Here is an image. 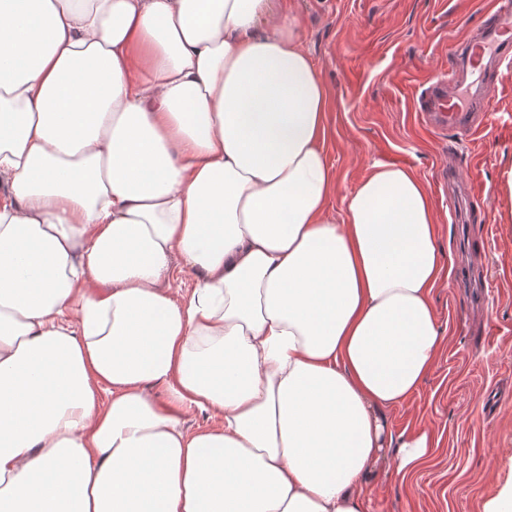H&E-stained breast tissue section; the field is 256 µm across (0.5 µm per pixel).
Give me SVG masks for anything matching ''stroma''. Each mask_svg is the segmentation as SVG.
I'll return each mask as SVG.
<instances>
[{"label": "stroma", "instance_id": "stroma-1", "mask_svg": "<svg viewBox=\"0 0 512 512\" xmlns=\"http://www.w3.org/2000/svg\"><path fill=\"white\" fill-rule=\"evenodd\" d=\"M303 47L330 97L327 149L336 177L329 215L376 163L412 169L432 199L446 256L433 308L444 344L418 394L388 414L391 432L425 429L437 446L402 479L372 466L366 512H485L512 487V71L485 102L475 134L427 123L420 99L447 76L485 0H293ZM486 188L448 198L445 172Z\"/></svg>", "mask_w": 512, "mask_h": 512}]
</instances>
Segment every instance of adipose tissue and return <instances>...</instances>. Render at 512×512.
I'll list each match as a JSON object with an SVG mask.
<instances>
[{
    "label": "adipose tissue",
    "mask_w": 512,
    "mask_h": 512,
    "mask_svg": "<svg viewBox=\"0 0 512 512\" xmlns=\"http://www.w3.org/2000/svg\"><path fill=\"white\" fill-rule=\"evenodd\" d=\"M302 39L288 0H0V512H364L429 456L386 413L442 345L431 199L377 163L329 216Z\"/></svg>",
    "instance_id": "adipose-tissue-1"
}]
</instances>
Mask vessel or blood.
Masks as SVG:
<instances>
[{
  "mask_svg": "<svg viewBox=\"0 0 512 512\" xmlns=\"http://www.w3.org/2000/svg\"><path fill=\"white\" fill-rule=\"evenodd\" d=\"M512 0H489L479 32L454 43V65L447 78L429 88L420 103L438 125L479 130L485 124L478 106L498 88L492 82L499 64L512 61Z\"/></svg>",
  "mask_w": 512,
  "mask_h": 512,
  "instance_id": "obj_1",
  "label": "vessel or blood"
}]
</instances>
